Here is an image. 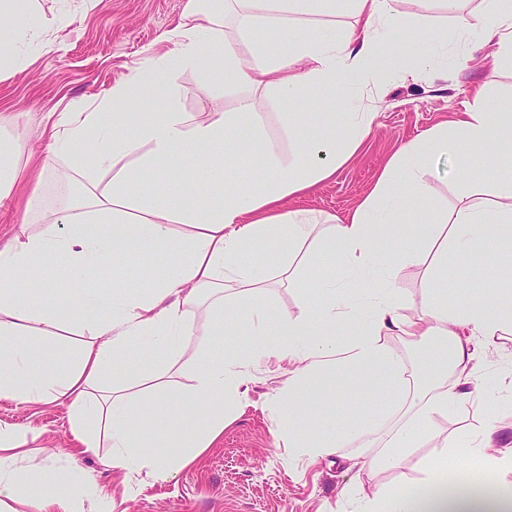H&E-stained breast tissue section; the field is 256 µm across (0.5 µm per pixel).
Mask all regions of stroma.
Returning a JSON list of instances; mask_svg holds the SVG:
<instances>
[{
    "label": "stroma",
    "instance_id": "obj_1",
    "mask_svg": "<svg viewBox=\"0 0 512 512\" xmlns=\"http://www.w3.org/2000/svg\"><path fill=\"white\" fill-rule=\"evenodd\" d=\"M185 2L31 0L32 15L17 14L15 23L23 26L29 17H36L46 30L47 40L63 41L64 48L35 53L23 71L0 70V113L14 115L0 127V136L15 141L21 156L43 153L48 142L43 115L91 111L94 101L131 69L149 65L151 55L160 49L158 36L179 22ZM479 5L480 0H460L454 14L444 9L441 0H395L393 8L405 30H413L422 19L451 31L458 15L469 14ZM62 12L69 14L72 22L58 32L52 22ZM485 53V47L479 44L452 42L428 69H398L383 83L342 89V96L375 107L378 116L356 154L330 180L296 199V206L345 216L371 190L401 146L465 111L477 87H485L490 98L512 111V62L500 63L493 70L474 66L472 57ZM170 81L184 111L231 112L237 106L235 94H205L194 70L173 73ZM187 165L182 172L159 171L144 185V193L178 197L206 192V154L192 156ZM461 185L456 163L448 154L432 156L419 183L423 195L443 214L458 205ZM33 194L39 196L44 213L61 212L64 195L58 184L49 179L38 184L29 176H20L10 206L0 209V243L6 242L23 222L25 202ZM254 262L269 273L264 297L272 311L295 312L300 291L279 282L277 257L259 253ZM161 264V258L150 257L106 274L92 270L77 283L67 281L55 266L48 265L44 278L54 295L63 298L84 291L133 290ZM430 271V264L425 262L404 267L398 273L393 296L401 313L411 316L420 311ZM479 370L488 383L482 404L450 411L447 418L439 420L438 428L462 439L493 414L503 435L512 441V393L495 386L498 378L512 375V335L481 351ZM276 376L272 364L254 372L248 384L251 407L225 428L192 466L172 480L149 482L134 491L123 474L104 470L97 456L81 453L71 434L66 407L0 400V425H18L34 434V441L25 448L22 466L36 471L53 464L77 475H95L112 512H352L353 506L342 498V491L350 489L363 498L380 489L420 488L424 479L421 462L434 452L436 445L432 442L412 449L396 465L382 471L370 469L375 451L362 441L315 463L291 457L264 408ZM312 403L363 420L388 415L384 404L345 382L337 383L335 397H316Z\"/></svg>",
    "mask_w": 512,
    "mask_h": 512
}]
</instances>
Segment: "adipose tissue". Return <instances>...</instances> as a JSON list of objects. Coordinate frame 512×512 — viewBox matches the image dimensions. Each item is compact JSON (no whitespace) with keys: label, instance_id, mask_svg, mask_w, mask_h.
I'll return each instance as SVG.
<instances>
[{"label":"adipose tissue","instance_id":"ef3b65f1","mask_svg":"<svg viewBox=\"0 0 512 512\" xmlns=\"http://www.w3.org/2000/svg\"><path fill=\"white\" fill-rule=\"evenodd\" d=\"M350 8L361 28L344 39L312 38L307 14ZM392 0H186L181 21L158 38L164 51L148 66L128 75L99 97L92 112H61L49 121L46 151L37 179L57 172L81 185L60 219L20 224L0 245V400L58 402L67 406L71 431L84 452L100 454L102 466L155 481L174 478L193 464L249 404L245 385L251 370L276 360L285 366L268 401L276 433L298 458L316 460L338 453L364 434H379L375 464L390 466L404 450L439 440V451L424 464L432 485L448 464L458 441L441 436L436 420L449 410L480 402L472 380L478 349L512 334V290L484 291L458 301L450 289L427 294L421 315L400 313L391 285L400 269L421 263L422 255L396 244L422 234L436 248L439 277L455 280L449 256L493 252L512 242V113L478 89L472 105L449 125L429 131L394 154L370 193L347 215L320 218L294 207L295 197L331 178L359 148L377 114L372 109L337 113L336 86L369 82L391 43L404 32ZM262 31L263 41L253 39ZM461 43L482 40L496 59L512 60V0H482L480 8L459 16L453 34L420 24V66L430 65L431 49L448 37ZM198 70L205 93L238 92L232 112H186L176 103L167 78ZM274 89L287 107L280 135L294 151L264 148L262 118L246 88ZM318 99L320 130L303 143L295 134L306 121L305 108ZM125 104L118 123L105 126L103 113ZM208 151L209 190L178 199L136 192L135 184L162 168ZM263 151L258 177L231 183L224 160L250 158ZM452 155L460 171L481 157L491 198L464 196L446 223L438 209L422 201L407 209L418 176L432 153ZM112 176V190L96 192L98 173ZM68 231H61V224ZM265 251L280 260L279 276L296 284L299 253L338 255L354 272L337 300L335 283L303 295L295 314H274L263 298L268 277L249 262ZM161 256L147 289L139 293H84L76 300L40 299L32 275L46 264L69 280L89 270ZM234 288L257 338L252 353L214 359L211 337L223 335L234 313L224 307V291ZM351 324L347 345L335 338L337 326ZM77 334L83 341L73 363L59 369L45 360L32 370L36 340ZM415 342L436 338L432 352L439 380L422 388L414 371L386 346V336ZM162 352L160 365L145 367L127 357L133 345ZM189 367L191 385L172 378ZM135 379L138 388L106 386L105 374ZM360 384L376 401L391 403L398 394L409 402L390 424L354 420L343 413L310 416L299 428L300 405L326 394L333 380ZM494 419L469 434L466 455L479 462L493 490L482 497L460 490L422 498L413 491H377L360 499L357 512H512V448H500ZM28 443L25 431L0 427V503L37 500L39 512H86L71 488L68 471L49 467L37 473L17 466Z\"/></svg>","mask_w":512,"mask_h":512}]
</instances>
